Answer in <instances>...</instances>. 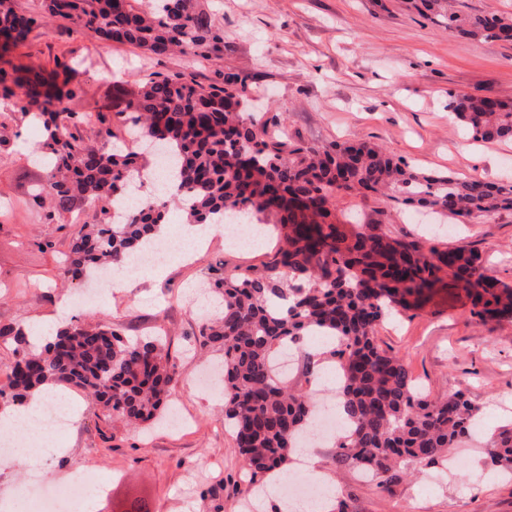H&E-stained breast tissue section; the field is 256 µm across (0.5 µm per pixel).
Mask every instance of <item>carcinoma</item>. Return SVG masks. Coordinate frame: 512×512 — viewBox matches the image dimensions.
Wrapping results in <instances>:
<instances>
[{"instance_id":"1","label":"carcinoma","mask_w":512,"mask_h":512,"mask_svg":"<svg viewBox=\"0 0 512 512\" xmlns=\"http://www.w3.org/2000/svg\"><path fill=\"white\" fill-rule=\"evenodd\" d=\"M421 3L466 39L512 44V18L463 17L453 0ZM60 20L103 41L200 61L223 59L224 34L202 0H41L37 13L0 0V100L13 107L0 112V128L15 111L32 118L40 129L34 151L45 166L32 201L23 204L38 205L45 224H67L94 208L93 220L69 241L66 273L92 279L123 266L160 239L156 230L172 208L185 211L191 224H222L225 214L243 211L275 224L282 239L266 270L212 276L209 290L223 310L196 337L200 347L221 353L224 416L251 475L289 467L313 417L306 393L275 377L277 354L326 333L336 338L328 354L340 373L337 395L348 425L336 463L370 472L382 487L398 479L405 463L448 461L472 432L478 408L461 391L429 398L403 358L379 349L377 328L393 312L419 308L447 278L471 297L472 314L483 322L512 315V288L489 276L473 250L402 242L386 232L349 233L336 223L334 200L380 194L464 223L512 210V183L424 173L368 141L292 143L285 127L270 129L245 112L249 76L232 73L206 89L191 72L148 77L116 113L141 151L118 152L117 127L72 81L84 60L56 56L50 69L23 62L32 33ZM448 112L475 140L512 139V102L453 95ZM167 152L178 157L174 192L115 221L111 209L131 196L134 173ZM0 338L15 356L0 386L5 407L47 389L77 391L137 427L157 418L178 377L161 337L123 336L106 323H69L40 348L25 322L0 325ZM487 457L512 468V426L494 434Z\"/></svg>"}]
</instances>
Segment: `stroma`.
Instances as JSON below:
<instances>
[{"label": "stroma", "instance_id": "1", "mask_svg": "<svg viewBox=\"0 0 512 512\" xmlns=\"http://www.w3.org/2000/svg\"><path fill=\"white\" fill-rule=\"evenodd\" d=\"M215 23L224 32L219 64L170 53L153 55L128 44L104 42L59 21L36 30L29 62L51 55L85 56L87 69L74 73L103 107L126 106L120 88L136 87L147 75L194 73L201 86L217 71L248 75L263 91L267 118L286 124L291 142L328 146L367 139L426 172H456L491 182L512 180V140L476 141L448 114L450 95L475 94L512 100V45L490 38L468 40L449 31L419 0H213ZM0 149V198H27L37 171L21 160L34 140L21 122L7 130ZM338 219L377 224L406 241L428 233L439 248L472 249L494 278L512 286V211L448 232L411 209L396 210L374 194L336 198ZM77 225L38 224L21 211L0 221V324L15 320L107 322L126 336L164 330L178 372L171 402L185 427H153L147 434L106 418L84 396L66 432L40 418L49 437L41 461L48 481L97 468L110 480L92 512H245L251 485L231 427L224 422V386L196 388L204 358L190 347L205 303L197 295L211 269H263L279 243L278 230L241 249L213 236L192 261L174 263L157 279L113 292L97 308L78 306L86 280L63 275V253ZM466 292L446 281L421 309L386 319L377 330L381 349L403 357L412 377L431 398L462 390L492 426L512 421V316L483 322L471 313ZM486 440L456 447L453 476L434 468L402 474L386 487L337 468L335 440L308 447L325 481L338 489L321 512H512V474L486 462Z\"/></svg>", "mask_w": 512, "mask_h": 512}]
</instances>
